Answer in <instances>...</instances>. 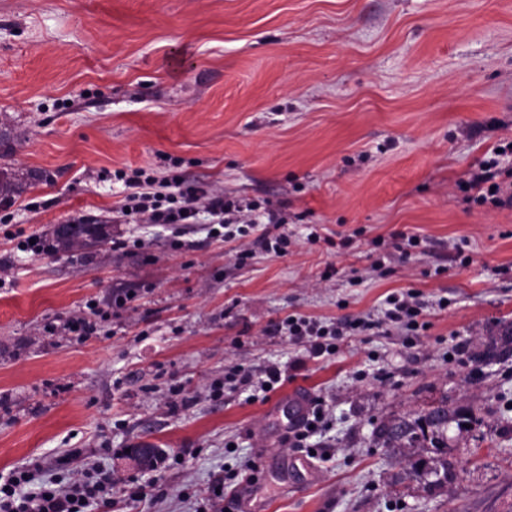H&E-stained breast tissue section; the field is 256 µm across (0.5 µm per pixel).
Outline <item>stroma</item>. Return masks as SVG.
Instances as JSON below:
<instances>
[{
  "mask_svg": "<svg viewBox=\"0 0 512 512\" xmlns=\"http://www.w3.org/2000/svg\"><path fill=\"white\" fill-rule=\"evenodd\" d=\"M0 128L21 185L0 208V474L97 460L134 475L151 445L170 458L163 495L115 494V512H197L218 472L224 512H512V355L486 356L512 344V208L462 190L512 139V0H0ZM164 154L279 210L287 254L209 235L205 212L126 223L115 170L160 178ZM89 214L102 246L24 248ZM399 232L426 255L374 270L373 239ZM396 289L426 303L413 346L380 328L315 358L267 333L378 317ZM127 292L95 336L45 331ZM272 366L284 378L265 393ZM296 392L324 402L308 444L327 459L292 448L274 413ZM443 401L464 421L440 483L433 448L395 456L377 431Z\"/></svg>",
  "mask_w": 512,
  "mask_h": 512,
  "instance_id": "obj_1",
  "label": "stroma"
}]
</instances>
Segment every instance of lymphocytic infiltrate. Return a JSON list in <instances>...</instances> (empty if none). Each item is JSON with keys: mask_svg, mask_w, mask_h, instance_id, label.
Listing matches in <instances>:
<instances>
[{"mask_svg": "<svg viewBox=\"0 0 512 512\" xmlns=\"http://www.w3.org/2000/svg\"><path fill=\"white\" fill-rule=\"evenodd\" d=\"M512 153V140L502 143L500 150L485 157L465 183L473 191L474 200L496 208L512 207V167H502V153ZM115 176L124 184L126 196L121 207L123 216L134 222L149 224H191L199 209H207L217 217L221 228H235L239 236H247L251 223L245 213L251 205L226 199L223 193L212 192L187 181L175 172L156 180L141 168ZM382 321L387 329L401 336H417L427 328L421 316L425 305L417 292L400 289L384 298ZM365 319L343 320L326 326L321 322L291 316L275 323L273 333L287 334L295 340L306 341L313 357L335 354L336 341L366 329ZM111 473L93 464L66 478L44 476L40 464L34 463L0 475V512H112Z\"/></svg>", "mask_w": 512, "mask_h": 512, "instance_id": "1", "label": "lymphocytic infiltrate"}]
</instances>
